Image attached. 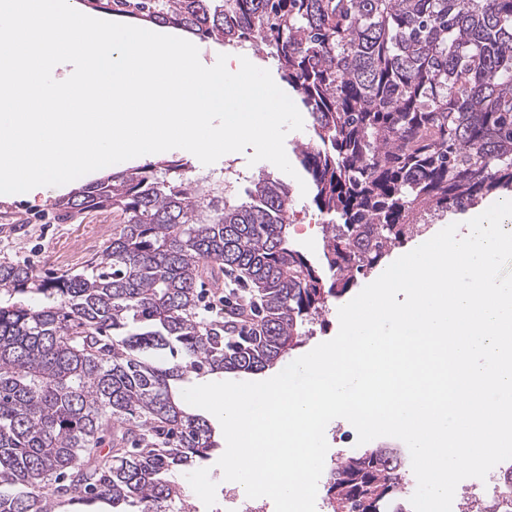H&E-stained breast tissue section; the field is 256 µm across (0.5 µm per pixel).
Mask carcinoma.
<instances>
[{
  "instance_id": "1",
  "label": "carcinoma",
  "mask_w": 512,
  "mask_h": 512,
  "mask_svg": "<svg viewBox=\"0 0 512 512\" xmlns=\"http://www.w3.org/2000/svg\"><path fill=\"white\" fill-rule=\"evenodd\" d=\"M91 2L261 48L309 113L296 164L330 216L319 268L293 244L283 179L261 173L240 194L150 162L55 202L60 222L112 211L81 271L0 261V512H184L178 476L221 450L183 399L190 375L276 365L395 246L512 193V0ZM203 263L255 285L259 333L200 318ZM402 482L370 449L329 490L345 512H385Z\"/></svg>"
}]
</instances>
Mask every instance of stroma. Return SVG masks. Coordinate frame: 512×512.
<instances>
[{
  "instance_id": "obj_1",
  "label": "stroma",
  "mask_w": 512,
  "mask_h": 512,
  "mask_svg": "<svg viewBox=\"0 0 512 512\" xmlns=\"http://www.w3.org/2000/svg\"><path fill=\"white\" fill-rule=\"evenodd\" d=\"M62 195L61 188L50 186L28 200L0 201V261H22L40 273L78 271L101 254L115 229L111 212L83 213L65 224L52 223L54 203ZM293 209L299 229L293 241L312 261H319L325 217L307 195L295 194ZM344 303V298H329L312 332L289 352V359L308 353L337 334L338 310ZM181 482L187 501H198L204 507L225 487L222 472L212 459L182 474Z\"/></svg>"
}]
</instances>
